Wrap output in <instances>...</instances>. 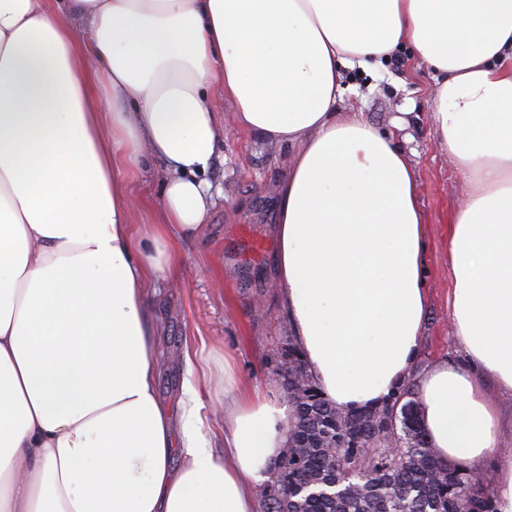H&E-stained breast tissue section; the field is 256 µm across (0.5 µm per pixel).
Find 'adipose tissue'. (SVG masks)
<instances>
[{"label": "adipose tissue", "instance_id": "adipose-tissue-1", "mask_svg": "<svg viewBox=\"0 0 512 512\" xmlns=\"http://www.w3.org/2000/svg\"><path fill=\"white\" fill-rule=\"evenodd\" d=\"M0 0V512H256L292 415L224 367V445L198 389L157 394L165 328L151 288L210 219L203 179L239 128L296 146L281 181V298L308 374L336 407L378 406L415 367L427 225L395 135L338 111L346 71L410 46L434 73L435 135L476 181L448 222L462 351L419 387L442 464L493 468L512 394V0ZM164 162L159 206L127 187Z\"/></svg>", "mask_w": 512, "mask_h": 512}]
</instances>
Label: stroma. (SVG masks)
Masks as SVG:
<instances>
[{
  "label": "stroma",
  "instance_id": "1",
  "mask_svg": "<svg viewBox=\"0 0 512 512\" xmlns=\"http://www.w3.org/2000/svg\"><path fill=\"white\" fill-rule=\"evenodd\" d=\"M342 106L364 113L376 129L390 133L403 124L402 147L417 171L418 198L428 224L425 282L428 310L417 373L459 356L453 338L451 299L454 279L448 263V217L473 184L449 161L432 125L434 82L410 47L396 49L375 74L346 72ZM213 105L224 138L204 177L223 188L204 231L176 242L184 266L176 285L159 284L149 306L166 328L157 393L175 405L188 372L204 375L201 415L214 447L224 438V365L238 378L265 386L270 396L289 401L273 372L281 342L291 335L278 300L275 274L279 183L293 146L276 144L237 127L233 108L221 97ZM192 364H185V357Z\"/></svg>",
  "mask_w": 512,
  "mask_h": 512
}]
</instances>
